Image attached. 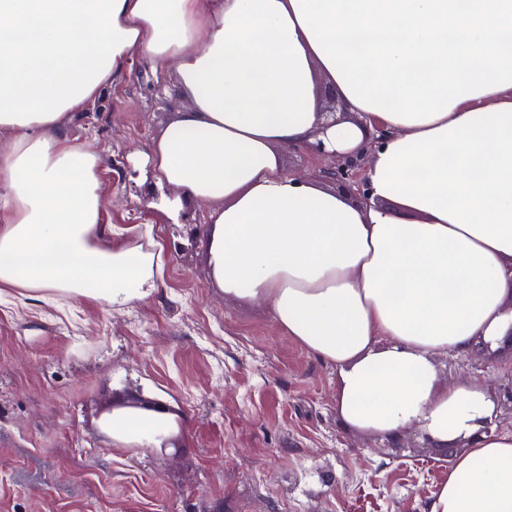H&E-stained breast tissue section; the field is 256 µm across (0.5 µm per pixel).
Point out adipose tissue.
<instances>
[{"mask_svg":"<svg viewBox=\"0 0 512 512\" xmlns=\"http://www.w3.org/2000/svg\"><path fill=\"white\" fill-rule=\"evenodd\" d=\"M135 52L190 101L147 165L209 207L225 297L336 368L349 427L466 441L430 512H512V432L436 366L512 335V0H0V284L111 307L157 290L161 244L112 243L99 159L63 133ZM322 80L348 114L328 128ZM318 140L368 149L367 203L285 171Z\"/></svg>","mask_w":512,"mask_h":512,"instance_id":"adipose-tissue-1","label":"adipose tissue"}]
</instances>
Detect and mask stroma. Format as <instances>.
Returning <instances> with one entry per match:
<instances>
[{"mask_svg":"<svg viewBox=\"0 0 512 512\" xmlns=\"http://www.w3.org/2000/svg\"><path fill=\"white\" fill-rule=\"evenodd\" d=\"M189 100L173 67L141 55L66 124L99 157L104 223L165 276L113 309L0 285V512H428L449 460L412 428H348L335 367L279 330L268 306L225 298L207 267L208 207L179 222L144 182L155 135ZM443 382L478 378L512 432V346L439 357ZM142 395L176 420L170 447L115 446L113 402Z\"/></svg>","mask_w":512,"mask_h":512,"instance_id":"obj_1","label":"stroma"}]
</instances>
